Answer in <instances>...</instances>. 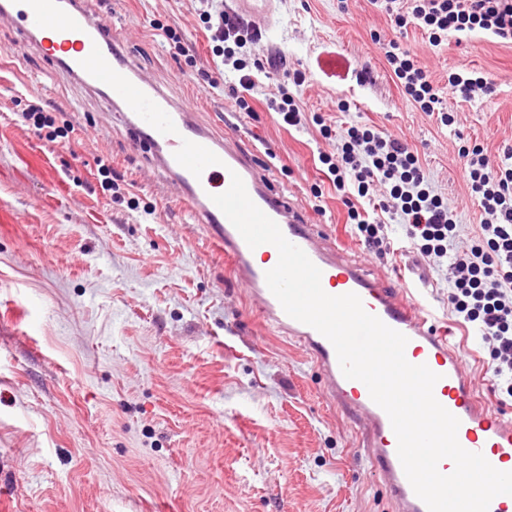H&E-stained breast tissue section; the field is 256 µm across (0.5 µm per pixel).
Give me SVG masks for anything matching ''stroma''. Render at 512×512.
Here are the masks:
<instances>
[{"label": "stroma", "instance_id": "1", "mask_svg": "<svg viewBox=\"0 0 512 512\" xmlns=\"http://www.w3.org/2000/svg\"><path fill=\"white\" fill-rule=\"evenodd\" d=\"M123 24L138 70L195 104L217 133L277 158L268 174L346 256L396 288L418 289L435 324L461 348L487 408L512 417L492 389L477 331L459 323L448 288L415 253L379 257L361 244L320 170L314 115L404 139L447 199L466 248L480 207L458 155L476 143L491 159L512 147V45L477 35L431 46L408 29L403 47L439 87L478 69L493 96L448 98L444 127L414 108L393 81L373 34L392 37L371 0H277L274 23L252 52L275 57L253 115L204 90L192 67L162 44L179 32L197 58L213 55L197 0H89ZM369 81L357 83L361 69ZM305 79L302 127L280 124L266 101L289 74ZM53 106L58 134L19 121L24 101ZM349 101V114L336 110ZM102 100L50 77L26 89L0 70V485L11 512H390L356 421L330 399L318 368L256 314L229 263L193 223L173 185L106 122ZM125 188L102 190L98 160ZM319 186L321 198L311 194Z\"/></svg>", "mask_w": 512, "mask_h": 512}]
</instances>
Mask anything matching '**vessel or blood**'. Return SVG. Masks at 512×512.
I'll return each mask as SVG.
<instances>
[{
  "label": "vessel or blood",
  "instance_id": "b4317fda",
  "mask_svg": "<svg viewBox=\"0 0 512 512\" xmlns=\"http://www.w3.org/2000/svg\"><path fill=\"white\" fill-rule=\"evenodd\" d=\"M237 12L272 17L276 0H234ZM0 24L31 43L56 74L106 101L147 162L173 183L195 223L231 262L236 280L246 288L256 311L276 331L299 343L319 368L330 396L359 419L372 468L384 486L392 512H427L415 494L397 454V437L386 412L367 386L346 378L331 342L283 310L270 291L273 245L250 249L212 202L239 175L251 200L274 220L287 240L300 247L321 271L322 285L333 294H357L365 310L404 334L407 360L427 365L440 379L436 400L455 415L459 444L479 452L497 469L512 461V419L492 413L480 401L458 347L435 323L434 308L411 288L395 290L371 278L329 244L317 225L307 223L290 198L275 191L255 154L245 152L237 133L217 136L201 123L192 101L174 99L130 62L117 25L90 14L83 0H0Z\"/></svg>",
  "mask_w": 512,
  "mask_h": 512
}]
</instances>
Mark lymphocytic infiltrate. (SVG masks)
Wrapping results in <instances>:
<instances>
[{"label":"lymphocytic infiltrate","mask_w":512,"mask_h":512,"mask_svg":"<svg viewBox=\"0 0 512 512\" xmlns=\"http://www.w3.org/2000/svg\"><path fill=\"white\" fill-rule=\"evenodd\" d=\"M397 31L378 45L391 72L416 109L451 126L445 95L464 100L492 95L494 85L475 70L450 73L440 89L397 39L408 28L422 29L431 45L448 35H484L512 44V0H379ZM205 28L224 69L233 76L202 70L203 87L227 92L239 111H249L248 98L270 73L260 61H249L257 40L243 19L214 9L200 0ZM324 138L335 140L336 151L319 154L326 178L348 208V218L366 249L387 256L414 248L451 272L448 304L461 322L475 327L492 360L493 392L499 403L512 402V148L493 160L480 146H464L471 189L480 207V224L471 246L458 251L459 227L447 201L434 193L419 156L406 141L358 125L321 124Z\"/></svg>","instance_id":"1"}]
</instances>
